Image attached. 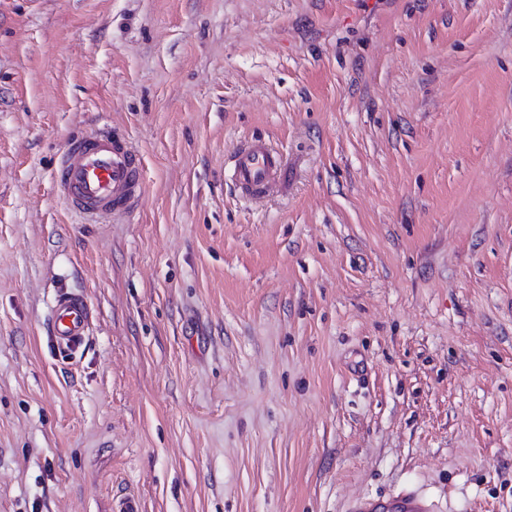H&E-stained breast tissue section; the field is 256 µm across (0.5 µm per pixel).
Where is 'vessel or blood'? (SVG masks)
<instances>
[{"instance_id":"obj_1","label":"vessel or blood","mask_w":512,"mask_h":512,"mask_svg":"<svg viewBox=\"0 0 512 512\" xmlns=\"http://www.w3.org/2000/svg\"><path fill=\"white\" fill-rule=\"evenodd\" d=\"M283 167L280 155L257 141L234 153L232 177L244 193L264 194L280 185ZM55 181L70 209L94 220L128 213L143 194L139 158L125 139L109 130L72 135L58 160ZM87 326L85 300L60 297L52 326L60 344L74 347ZM352 512H435V504L419 491L404 489L388 497L359 498Z\"/></svg>"}]
</instances>
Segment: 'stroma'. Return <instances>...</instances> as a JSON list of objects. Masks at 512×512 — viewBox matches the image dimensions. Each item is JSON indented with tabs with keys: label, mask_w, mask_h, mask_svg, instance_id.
Here are the masks:
<instances>
[{
	"label": "stroma",
	"mask_w": 512,
	"mask_h": 512,
	"mask_svg": "<svg viewBox=\"0 0 512 512\" xmlns=\"http://www.w3.org/2000/svg\"><path fill=\"white\" fill-rule=\"evenodd\" d=\"M103 127L144 195L93 224L54 172ZM405 487L512 512V0H0V512ZM232 161V178L246 194L271 192L281 183L283 161L263 142H253L237 150ZM87 326L86 301L78 296L60 297L52 326L53 335L59 339L60 344L67 349L74 347L86 336Z\"/></svg>",
	"instance_id": "1"
}]
</instances>
